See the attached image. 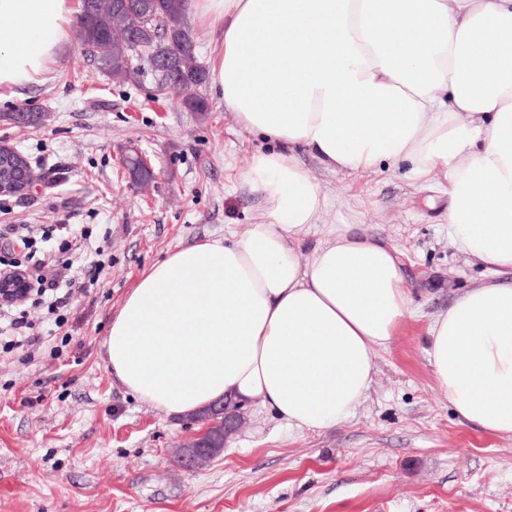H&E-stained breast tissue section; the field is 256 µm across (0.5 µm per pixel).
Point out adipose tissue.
Masks as SVG:
<instances>
[{
  "mask_svg": "<svg viewBox=\"0 0 512 512\" xmlns=\"http://www.w3.org/2000/svg\"><path fill=\"white\" fill-rule=\"evenodd\" d=\"M220 32L213 84L275 143L243 181L266 219L173 251L112 319L107 363L151 406L187 414L263 399L300 431L349 418L410 311L402 255L363 224L293 233L329 171L406 163L448 183V242L486 279L428 330L434 380L461 423L512 438V0H191ZM72 0H0V91L43 81L71 40Z\"/></svg>",
  "mask_w": 512,
  "mask_h": 512,
  "instance_id": "1",
  "label": "adipose tissue"
}]
</instances>
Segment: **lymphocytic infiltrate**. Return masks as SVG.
<instances>
[{
  "label": "lymphocytic infiltrate",
  "mask_w": 512,
  "mask_h": 512,
  "mask_svg": "<svg viewBox=\"0 0 512 512\" xmlns=\"http://www.w3.org/2000/svg\"><path fill=\"white\" fill-rule=\"evenodd\" d=\"M9 230L20 246L19 252L0 257V270L20 268L29 272L37 286L36 297L29 302L0 305V351L9 353L20 349L27 361H35L44 343V336L37 331L32 312L46 308L56 328H63L72 306L89 296V282L73 277L68 283L57 278L59 267L81 268L88 253H95V271L106 267L103 246L88 247V233H77L67 225H57L59 244L56 249L36 252L30 247L34 228L29 224H13Z\"/></svg>",
  "instance_id": "lymphocytic-infiltrate-1"
}]
</instances>
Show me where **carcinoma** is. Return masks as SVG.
<instances>
[{
    "instance_id": "obj_1",
    "label": "carcinoma",
    "mask_w": 512,
    "mask_h": 512,
    "mask_svg": "<svg viewBox=\"0 0 512 512\" xmlns=\"http://www.w3.org/2000/svg\"><path fill=\"white\" fill-rule=\"evenodd\" d=\"M189 0H81L76 38L104 73L118 84L139 88L153 81V92L182 94L189 112H206L208 103L196 94L206 69L196 52L195 34L187 24ZM150 21L161 40L141 42L135 33ZM0 120L35 127L42 115L19 108L0 112Z\"/></svg>"
}]
</instances>
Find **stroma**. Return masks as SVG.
I'll return each mask as SVG.
<instances>
[{
	"mask_svg": "<svg viewBox=\"0 0 512 512\" xmlns=\"http://www.w3.org/2000/svg\"><path fill=\"white\" fill-rule=\"evenodd\" d=\"M208 112L185 110L97 73L71 42L44 81L0 96V112L50 113L0 142L28 154L49 186L0 196L1 224H69L112 257L76 302L60 359L0 354V512H512V439L461 424L428 362L427 328L479 277L448 243L446 182L413 183L404 166L330 172L298 157L328 199L326 224H365L402 254L411 312L354 415L322 431L288 426L255 399L244 428L208 466L174 446L198 427L119 384L104 343L140 276L178 248L265 219L241 178L269 142L249 132L210 84ZM138 148L154 182L131 179Z\"/></svg>",
	"mask_w": 512,
	"mask_h": 512,
	"instance_id": "35a3bbf8",
	"label": "stroma"
}]
</instances>
